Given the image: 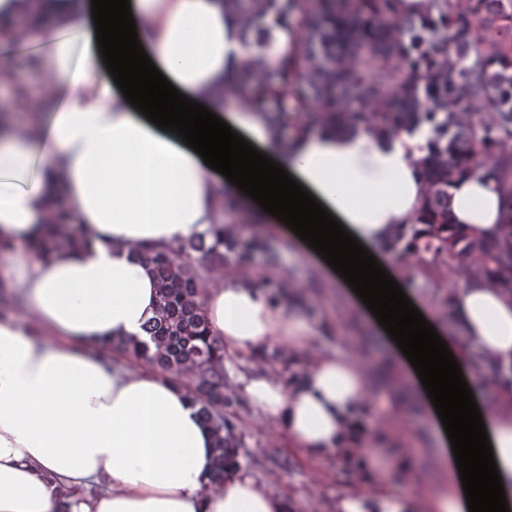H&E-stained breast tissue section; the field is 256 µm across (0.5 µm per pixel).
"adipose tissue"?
Masks as SVG:
<instances>
[{
  "label": "adipose tissue",
  "mask_w": 512,
  "mask_h": 512,
  "mask_svg": "<svg viewBox=\"0 0 512 512\" xmlns=\"http://www.w3.org/2000/svg\"><path fill=\"white\" fill-rule=\"evenodd\" d=\"M142 19L141 45L182 94L199 103L232 98L223 120L263 148L311 192L367 250L416 223L428 186L427 135L333 125L282 139L258 106L245 100V68L301 36L293 22L272 31L273 53L247 49L243 19L227 0H130ZM30 14L52 85L27 127L0 114V240L9 242L0 286L36 315L35 330L0 317V512H286L285 502L251 478L209 483L212 436L183 384L143 367L110 364L86 348L107 339L142 338L155 315L152 269L134 250L189 242L224 219L225 203L255 213V203L217 175L180 136L156 127L128 103L114 80L98 76L101 58L91 0H0V42L11 20ZM452 221L487 238L511 213L495 178L483 171L448 188ZM70 223L91 228V242L42 257L15 251L43 225L56 202ZM448 303L460 334L448 341L459 366L468 346L501 368L498 401L480 410L505 492H512V291L477 276ZM211 335L234 356L266 345L290 354L315 334L307 317L288 314L244 273L224 274L203 298ZM57 336L50 346L43 335ZM242 397L284 428L290 447L325 460L352 451L374 483L392 472L413 478L392 452L388 428L365 426L369 379L357 358L313 354L292 384L256 372L239 379ZM445 491L431 500L345 489L336 512H469L456 463Z\"/></svg>",
  "instance_id": "1"
}]
</instances>
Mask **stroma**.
I'll use <instances>...</instances> for the list:
<instances>
[{
  "label": "stroma",
  "mask_w": 512,
  "mask_h": 512,
  "mask_svg": "<svg viewBox=\"0 0 512 512\" xmlns=\"http://www.w3.org/2000/svg\"><path fill=\"white\" fill-rule=\"evenodd\" d=\"M10 62L9 81L0 82V101L24 98L30 101L43 94L41 71L32 68L31 53L14 51L0 44V58ZM224 223L234 236L250 238L261 234L263 251L253 255L245 267L230 264V271L244 269L266 287L288 289V310L304 314L317 334L307 347L308 353L341 350L364 364L369 377V402L365 420L371 427L389 424L397 443L394 451L406 458L416 470L417 483L403 481L399 475L388 480L390 491L431 497L448 482V471L440 458L441 446L433 430L432 419L417 393L407 388L390 391L388 369L399 356L371 313L351 292L343 280L329 271L320 258L293 234L280 228L262 233L263 221H244L238 208L224 215ZM391 269L404 279L410 295L420 301L429 314L455 336L459 328L448 307V293L465 279L458 271H437L421 265L413 256H393ZM305 359L295 356L285 365L273 366L256 356L225 358L224 391L230 407L224 411L242 437L241 474L281 497L287 512H336V493L344 488L371 490L372 484L351 456L328 460L309 458L300 449L290 447L281 425L273 418L254 412L238 391L240 375L272 371L288 377L301 370Z\"/></svg>",
  "instance_id": "35a3bbf8"
}]
</instances>
